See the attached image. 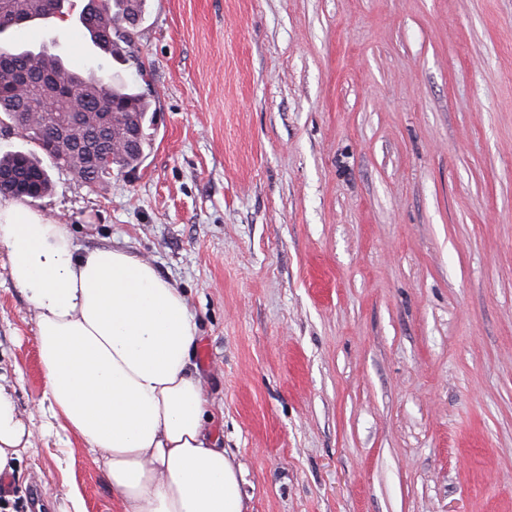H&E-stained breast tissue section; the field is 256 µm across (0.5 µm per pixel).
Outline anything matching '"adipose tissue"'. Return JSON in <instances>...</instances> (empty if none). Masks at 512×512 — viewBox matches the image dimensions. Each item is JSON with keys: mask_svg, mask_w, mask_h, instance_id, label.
<instances>
[{"mask_svg": "<svg viewBox=\"0 0 512 512\" xmlns=\"http://www.w3.org/2000/svg\"><path fill=\"white\" fill-rule=\"evenodd\" d=\"M0 253L27 298L38 408L96 456L122 512H246L245 470L220 445L186 296L123 246L82 249L69 225L0 198ZM0 381V476L31 446Z\"/></svg>", "mask_w": 512, "mask_h": 512, "instance_id": "adipose-tissue-1", "label": "adipose tissue"}]
</instances>
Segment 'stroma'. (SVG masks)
Segmentation results:
<instances>
[{"label":"stroma","instance_id":"obj_1","mask_svg":"<svg viewBox=\"0 0 512 512\" xmlns=\"http://www.w3.org/2000/svg\"><path fill=\"white\" fill-rule=\"evenodd\" d=\"M150 89L153 147L96 192L31 200L80 248L122 245L183 291L249 512H512V0H149L123 62L75 17L12 46ZM0 372L43 394L0 268ZM118 512L50 432L13 512Z\"/></svg>","mask_w":512,"mask_h":512}]
</instances>
